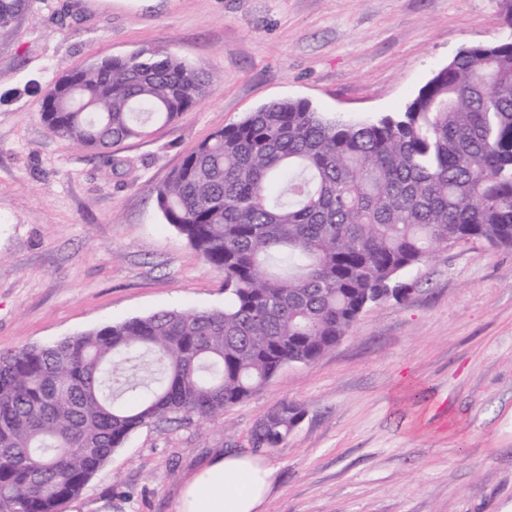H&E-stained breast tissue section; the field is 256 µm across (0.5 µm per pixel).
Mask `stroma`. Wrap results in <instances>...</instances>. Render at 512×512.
Returning a JSON list of instances; mask_svg holds the SVG:
<instances>
[{
	"mask_svg": "<svg viewBox=\"0 0 512 512\" xmlns=\"http://www.w3.org/2000/svg\"><path fill=\"white\" fill-rule=\"evenodd\" d=\"M507 34L501 0H28L0 27V351L223 307V273L153 195L200 141L273 99L403 111L459 50ZM157 45L213 93L112 165L47 133L48 84ZM411 278L223 415L137 430L63 512H177L185 480L249 452L285 402L303 416L263 454L278 472L262 512H512V246L463 242Z\"/></svg>",
	"mask_w": 512,
	"mask_h": 512,
	"instance_id": "obj_1",
	"label": "stroma"
}]
</instances>
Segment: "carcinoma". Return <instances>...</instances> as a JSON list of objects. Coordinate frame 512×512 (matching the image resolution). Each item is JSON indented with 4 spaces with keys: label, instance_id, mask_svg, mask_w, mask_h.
Wrapping results in <instances>:
<instances>
[{
    "label": "carcinoma",
    "instance_id": "carcinoma-1",
    "mask_svg": "<svg viewBox=\"0 0 512 512\" xmlns=\"http://www.w3.org/2000/svg\"><path fill=\"white\" fill-rule=\"evenodd\" d=\"M25 8L0 0V26ZM213 86L144 47L61 76L43 120L109 163ZM154 194L224 273L228 301L0 352V512H60L137 429L222 415L284 366L314 362L433 253L512 246V39L458 51L394 115L269 101L198 143ZM301 417L288 402L262 415L252 450L279 447Z\"/></svg>",
    "mask_w": 512,
    "mask_h": 512
}]
</instances>
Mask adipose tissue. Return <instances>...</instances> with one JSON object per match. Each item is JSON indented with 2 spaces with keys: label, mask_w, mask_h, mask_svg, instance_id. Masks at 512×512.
<instances>
[{
  "label": "adipose tissue",
  "mask_w": 512,
  "mask_h": 512,
  "mask_svg": "<svg viewBox=\"0 0 512 512\" xmlns=\"http://www.w3.org/2000/svg\"><path fill=\"white\" fill-rule=\"evenodd\" d=\"M275 479V467L262 458L220 455L187 481L177 512H260Z\"/></svg>",
  "instance_id": "obj_1"
}]
</instances>
